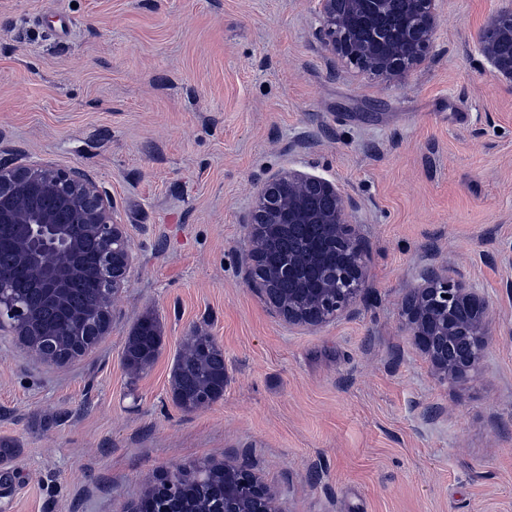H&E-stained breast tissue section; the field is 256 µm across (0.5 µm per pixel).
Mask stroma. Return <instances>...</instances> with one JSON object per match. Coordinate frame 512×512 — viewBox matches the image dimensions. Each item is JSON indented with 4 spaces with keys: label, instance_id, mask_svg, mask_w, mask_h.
<instances>
[{
    "label": "stroma",
    "instance_id": "stroma-1",
    "mask_svg": "<svg viewBox=\"0 0 512 512\" xmlns=\"http://www.w3.org/2000/svg\"><path fill=\"white\" fill-rule=\"evenodd\" d=\"M502 5L442 0L434 56L393 82L324 49L314 0H0V162L79 169L136 258L82 358L0 339V440L21 450L0 512H126L163 474L240 458L284 512H512V86L475 50ZM289 168L358 201L369 250L353 311L313 329L241 263V213ZM430 263L490 305L463 383L402 327ZM146 314L164 348L134 374L122 350ZM197 329L226 382L187 412L172 368Z\"/></svg>",
    "mask_w": 512,
    "mask_h": 512
}]
</instances>
